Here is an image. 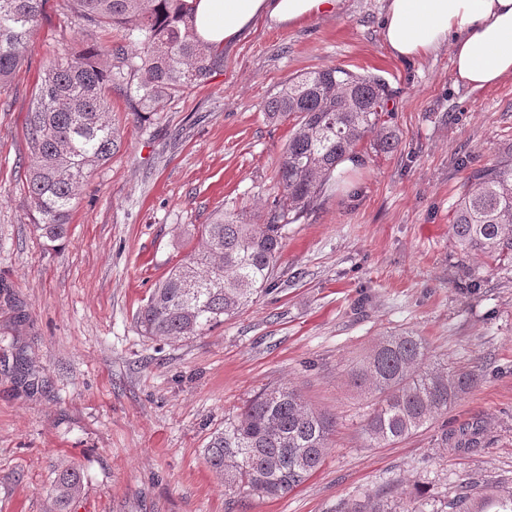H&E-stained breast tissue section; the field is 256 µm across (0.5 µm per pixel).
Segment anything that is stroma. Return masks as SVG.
Listing matches in <instances>:
<instances>
[{
	"mask_svg": "<svg viewBox=\"0 0 512 512\" xmlns=\"http://www.w3.org/2000/svg\"><path fill=\"white\" fill-rule=\"evenodd\" d=\"M385 0L283 26L261 19L224 68L137 118L112 94L123 143L83 186L59 242L25 192L23 127L45 66L80 34L49 0L28 61L0 88V512H49L54 473L75 464L73 512H345L380 496L430 512L469 483L512 489V264L462 259L450 222L469 171L512 157V77L455 83L450 51L406 63L384 48ZM327 67L389 84L386 135L314 210L289 225L276 285L204 334L145 336L137 313L201 225L225 211L263 221L288 125L265 104ZM482 280L457 286L461 266ZM409 330L481 383L435 422L370 442L372 399L347 374L378 336ZM293 386L336 421L322 466L277 498L225 496L206 465L213 434L263 388ZM472 430L470 447L444 431Z\"/></svg>",
	"mask_w": 512,
	"mask_h": 512,
	"instance_id": "stroma-1",
	"label": "stroma"
}]
</instances>
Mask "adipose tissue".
Here are the masks:
<instances>
[{"instance_id": "obj_1", "label": "adipose tissue", "mask_w": 512, "mask_h": 512, "mask_svg": "<svg viewBox=\"0 0 512 512\" xmlns=\"http://www.w3.org/2000/svg\"><path fill=\"white\" fill-rule=\"evenodd\" d=\"M340 7L341 0H196V32L221 46L262 17L291 26ZM381 37L404 62L449 47L456 82L474 89L512 76V0H386Z\"/></svg>"}]
</instances>
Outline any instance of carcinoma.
<instances>
[{
	"instance_id": "carcinoma-1",
	"label": "carcinoma",
	"mask_w": 512,
	"mask_h": 512,
	"mask_svg": "<svg viewBox=\"0 0 512 512\" xmlns=\"http://www.w3.org/2000/svg\"><path fill=\"white\" fill-rule=\"evenodd\" d=\"M83 30L117 29L124 42L63 47L43 71L25 116L31 164L27 192L41 236H67L68 217L92 171L121 145L108 95L124 93L138 117L164 100L205 83L224 69V49L203 44L189 0H66ZM48 0H0V86L25 60L46 17ZM389 89L375 75L342 68L288 81L267 102L273 121L291 131L276 168L278 197L261 224L223 213L201 227V246L184 255L139 311L152 337L198 336L272 289L288 225L306 217L346 160L381 128ZM458 252L512 261V158L469 173L450 225ZM479 382L430 354L421 336L385 334L348 372L355 390L374 397L365 433L376 444L405 440L448 414ZM333 421L313 411L291 387L266 388L205 449V462L224 477V495L274 498L318 470ZM83 494L73 465L57 471L49 491L53 512H72ZM451 512H512V491L473 496L464 483Z\"/></svg>"
}]
</instances>
